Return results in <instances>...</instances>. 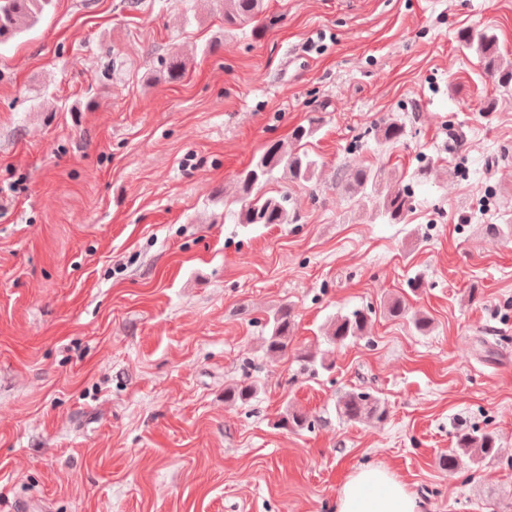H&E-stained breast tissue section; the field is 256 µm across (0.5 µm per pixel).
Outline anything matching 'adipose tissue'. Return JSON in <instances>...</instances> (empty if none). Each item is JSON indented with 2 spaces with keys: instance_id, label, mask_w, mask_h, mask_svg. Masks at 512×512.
<instances>
[{
  "instance_id": "adipose-tissue-1",
  "label": "adipose tissue",
  "mask_w": 512,
  "mask_h": 512,
  "mask_svg": "<svg viewBox=\"0 0 512 512\" xmlns=\"http://www.w3.org/2000/svg\"><path fill=\"white\" fill-rule=\"evenodd\" d=\"M418 497L382 466H366L344 484L336 512H421Z\"/></svg>"
}]
</instances>
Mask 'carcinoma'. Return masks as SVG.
Instances as JSON below:
<instances>
[{
    "instance_id": "obj_1",
    "label": "carcinoma",
    "mask_w": 512,
    "mask_h": 512,
    "mask_svg": "<svg viewBox=\"0 0 512 512\" xmlns=\"http://www.w3.org/2000/svg\"><path fill=\"white\" fill-rule=\"evenodd\" d=\"M53 0H0V44L9 42L23 31L32 27L38 18L52 5ZM264 12L263 0H224V23L230 26H244L258 21ZM463 47L475 52L484 63L486 70L497 86L504 91L512 90V62H506L501 55L497 35L483 32L474 35L461 32L458 35ZM160 79L168 83L181 81L187 71L186 61L173 54L160 62ZM316 126H298L291 133V144L277 141L268 146L257 161L238 175L241 203L236 212L239 224H294L298 213L291 199L286 195L269 196L263 188L278 171L292 182L309 181L314 175L315 161L298 146L312 137ZM406 136L405 126L394 118L379 124L375 132L377 145L390 147L401 142ZM381 174L368 168L359 167L341 179L346 191L366 199V189L372 188L377 194V210L390 224H402L414 208L413 196L407 187L379 191ZM370 322L369 312L355 309L347 315L334 319L327 332L328 341L340 347L348 340L365 334ZM269 334L265 338L270 353H285L295 330V312L288 304L280 305L268 320ZM256 393L255 386L242 383L224 390V400L230 403H246ZM338 413L348 422L364 419L383 420L388 408L367 393L352 392L338 401ZM496 438L491 432L475 434L461 431L456 436V447L443 456L440 464L450 473L457 472L464 462L478 464L496 456Z\"/></svg>"
}]
</instances>
